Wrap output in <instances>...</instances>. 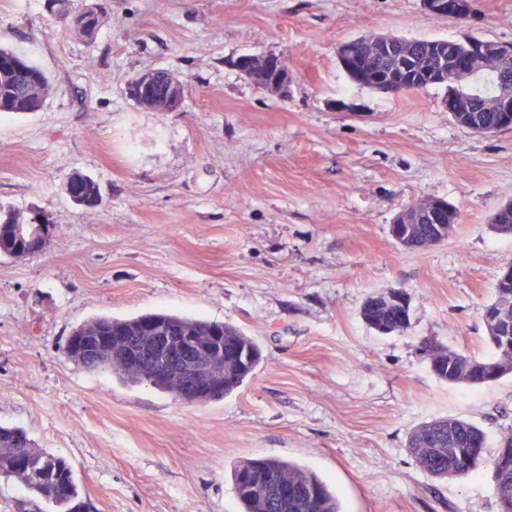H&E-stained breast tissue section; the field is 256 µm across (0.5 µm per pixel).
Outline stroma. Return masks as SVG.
<instances>
[{
    "instance_id": "stroma-1",
    "label": "stroma",
    "mask_w": 512,
    "mask_h": 512,
    "mask_svg": "<svg viewBox=\"0 0 512 512\" xmlns=\"http://www.w3.org/2000/svg\"><path fill=\"white\" fill-rule=\"evenodd\" d=\"M104 21L75 36L47 0H0V47L47 75L40 111L0 115V221L41 214L47 247L0 255V426L63 457L83 512H240L235 463L276 457L326 481L343 512H499L489 471L421 472L418 424L469 420L489 443L512 429V375L439 380L435 340L489 353L482 319L512 237L491 222L512 202V130L459 125L444 87L394 96L353 83L338 44L365 35L512 42V0H475L457 24L423 0H77ZM280 55L287 97L235 66ZM164 69L180 110L130 92ZM76 174L97 209L77 205ZM437 199L458 222L440 245L406 249L397 215ZM400 290L410 325L378 333L361 315ZM167 312L230 324L262 361L234 393L187 404L71 359L97 317ZM79 187L82 191V199L76 203L87 208H97L102 204V196L98 184L85 175H74L69 181V193L73 188Z\"/></svg>"
}]
</instances>
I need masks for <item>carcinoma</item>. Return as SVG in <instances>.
I'll list each match as a JSON object with an SVG mask.
<instances>
[{
	"instance_id": "1",
	"label": "carcinoma",
	"mask_w": 512,
	"mask_h": 512,
	"mask_svg": "<svg viewBox=\"0 0 512 512\" xmlns=\"http://www.w3.org/2000/svg\"><path fill=\"white\" fill-rule=\"evenodd\" d=\"M81 15V20L72 25L71 30L82 38L94 36L103 23L102 13L88 5L81 10ZM429 44L431 41L428 39H406L404 45L393 52L378 53L373 47L354 39L344 43V70L352 82L373 88L394 75L402 78L418 75L421 77L420 87L426 88L434 85V82L422 77V71L442 66L429 53ZM444 44L455 53H467L477 48L482 55L492 57L497 42L470 38L464 42L446 40ZM444 86L450 96L457 91L474 89L480 127L496 132L500 128L501 113L494 111V107L504 93L512 90V59L501 64V72L479 75L472 85L448 81ZM48 87L47 76L38 66L23 54L0 47L1 113L38 111L43 105V94L47 93ZM75 187L82 191V199L77 204L87 208L101 206L99 186L92 178L80 174L73 176L69 188ZM493 228L501 235L512 236V203L498 210L493 219ZM34 231L35 225L29 224L19 236L0 237V254L7 255L25 247L26 238ZM484 309L495 313L496 325L493 332L488 334L493 347L491 354L476 357L435 341L422 343V352L429 368L439 380L450 385L473 387L512 374V283L496 284L495 300L485 305ZM361 314L368 325L380 333L389 334L408 326L410 304L402 305L379 292L367 298ZM144 322L157 324L158 329L164 333L173 328L183 336H195L199 340L211 336L214 328H222L225 351L234 348L238 351V358L224 366V389L202 399L190 398L184 392L181 379L160 382L148 372L133 376L104 350H90L86 354L78 352L72 359L89 370L107 367L126 382H146L189 404L223 399L236 390L261 361V352L254 339L237 328L223 322L176 314L150 313L128 319L97 317L82 324L78 330L92 333L99 326L110 323L115 328L135 335ZM407 448L423 473L436 478H466L482 467L492 468L504 452L512 453V430L502 435L497 448L490 454L487 452L485 432L473 422L450 417L433 419L419 424L410 432ZM265 470L288 482V503H279L272 491L254 494L246 488L244 478L259 479ZM1 476L15 477L25 482L32 492L53 506V512H82V504L78 501V484L70 464L62 457L35 447L21 430L0 428ZM47 482L55 483L62 495L54 497L47 493ZM232 482L242 512H342L338 498L325 481L307 468L290 461L279 458L245 460L234 466ZM493 491L500 512H512V479L506 488L493 482Z\"/></svg>"
}]
</instances>
